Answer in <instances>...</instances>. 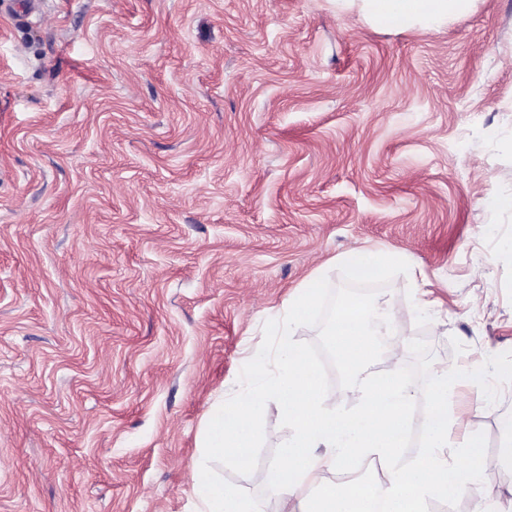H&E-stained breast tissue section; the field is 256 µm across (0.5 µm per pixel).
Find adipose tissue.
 <instances>
[{"label":"adipose tissue","instance_id":"ef3b65f1","mask_svg":"<svg viewBox=\"0 0 512 512\" xmlns=\"http://www.w3.org/2000/svg\"><path fill=\"white\" fill-rule=\"evenodd\" d=\"M339 10L358 7L373 24L397 29L432 30L470 11L474 0H335ZM376 309L357 297L348 298L332 330L336 348L346 354L350 367L363 370L377 352L368 329ZM303 358L293 347H285L280 375L267 393H241L229 406L215 405L207 417L202 442L205 456L196 463L194 495L197 512H264L260 501L241 496L232 487L218 484L207 467V456L228 454L239 459L253 433L252 426L275 396L292 433L281 453V461L270 470V482L279 492L278 512H303L296 490L309 484L320 490L333 512H428V502L437 491L434 476L447 473L445 452L451 445L450 429L465 422L466 409L448 411V372L434 371L432 401L421 424L419 453L404 457L401 431L411 394L403 377L390 372L372 378L363 392L359 411L340 413L327 404L315 375L302 367ZM245 420V427L225 428V414ZM330 449L320 457L316 448ZM376 458L385 465L384 479L346 488L336 479L345 462Z\"/></svg>","mask_w":512,"mask_h":512}]
</instances>
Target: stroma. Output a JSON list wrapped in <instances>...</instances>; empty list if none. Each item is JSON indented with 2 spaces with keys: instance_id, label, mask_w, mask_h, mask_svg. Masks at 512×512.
<instances>
[{
  "instance_id": "35a3bbf8",
  "label": "stroma",
  "mask_w": 512,
  "mask_h": 512,
  "mask_svg": "<svg viewBox=\"0 0 512 512\" xmlns=\"http://www.w3.org/2000/svg\"><path fill=\"white\" fill-rule=\"evenodd\" d=\"M512 0L435 31L332 0H5L0 5V512H194L206 415L265 389L292 342L331 368L327 306L384 299L416 416L434 370L468 407L476 483L429 512H512ZM400 260L358 287L346 255ZM436 302L428 313L419 300ZM265 352L259 371L250 356ZM290 430L214 479L276 508ZM312 301V292L308 289L297 290L288 299V318L294 320L301 313H303ZM288 320V333L286 331L280 332L277 336H291V329Z\"/></svg>"
}]
</instances>
